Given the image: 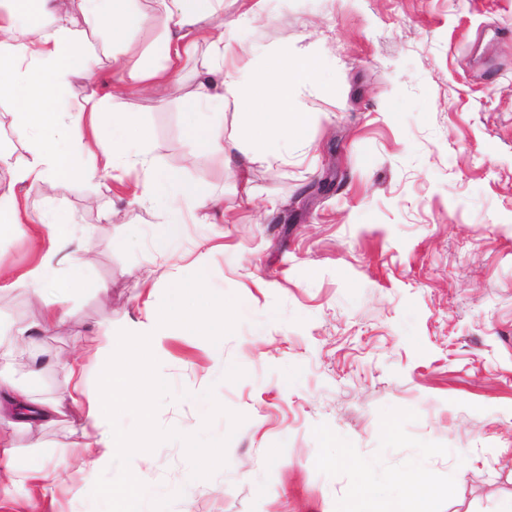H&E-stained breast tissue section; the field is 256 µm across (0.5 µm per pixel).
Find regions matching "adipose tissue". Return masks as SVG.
Here are the masks:
<instances>
[{
  "mask_svg": "<svg viewBox=\"0 0 512 512\" xmlns=\"http://www.w3.org/2000/svg\"><path fill=\"white\" fill-rule=\"evenodd\" d=\"M23 2L0 0V99L9 98L20 104L19 129L34 140L35 146L19 162L0 152V163L11 168L9 179H0V228L6 230L33 220L21 193L25 184H49L68 175L105 177L118 169H138L144 174L138 186L140 198L166 207L164 233L154 245L156 253L162 255L181 232L183 206L213 208L223 200L222 195L187 182L177 171L156 169L138 136L137 113H121L112 124H105L100 101L93 94L63 107L62 94L71 75L89 80L96 76L97 53L88 39L92 29L111 33L112 44L117 47L135 28L151 21L162 26L164 39L157 51L164 58L163 66H130L120 56L112 58L117 90L136 94L161 85L176 88L178 75L197 46L209 44L219 64L204 73L185 112L186 130L200 147L227 160L241 151L244 143L256 140L263 148L252 155L255 163L278 157L280 143L288 139L301 141L303 149H312V142L302 138L311 117L294 111L293 95L298 86L317 81L316 62L309 57L291 59L276 54L268 59L261 77H245L237 66L238 50L210 25L224 0H155V12L149 17L131 12V0H84V15L90 23L86 29L80 27L60 0H34L37 13L45 18L41 24L29 21ZM228 104L239 116L234 137H225L223 129L199 123L197 116L202 109L220 111ZM36 220L38 232L46 236L47 250L23 273L1 274L0 290L23 289L39 299L46 284L56 283L58 294L45 309L40 324L46 333L67 316L65 304L71 286L96 292L106 291L107 286L85 277L87 261L80 256L69 259L72 281L55 282L53 262L63 243L71 239L74 220L67 211L53 205ZM192 295L193 303L177 304L167 311L168 320L200 331L223 326L224 305L211 297L203 274H196ZM103 351L112 360L101 375L96 393H89L84 386L85 366L80 357H73L66 364L71 381L67 399L81 413L76 456L97 462L129 448L127 439L114 432L116 403L149 417L154 397L163 386L149 368V349L137 341L130 339L119 346L110 337ZM0 393L15 405L16 425L34 436L60 412L57 400L32 399L25 387L1 371Z\"/></svg>",
  "mask_w": 512,
  "mask_h": 512,
  "instance_id": "ef3b65f1",
  "label": "adipose tissue"
}]
</instances>
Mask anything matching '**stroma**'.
<instances>
[{
    "label": "stroma",
    "instance_id": "stroma-1",
    "mask_svg": "<svg viewBox=\"0 0 512 512\" xmlns=\"http://www.w3.org/2000/svg\"><path fill=\"white\" fill-rule=\"evenodd\" d=\"M214 23L244 48L251 73L268 56H312L319 82L300 87L306 135L282 159L249 163L198 152L185 103L210 57L200 45L179 91L113 97L109 38L99 80L71 77L68 103L97 94L106 114L138 112L161 169L224 193V207L185 212L164 259L165 222L138 199L137 176L64 177L22 188L29 208L76 219L69 251L89 260L95 295L70 292L69 317L37 334L14 376L35 398L69 384L81 356L98 387L103 331L152 349L164 388L149 419L119 410L135 443L105 465L69 458L77 412L40 438L62 466L50 491L11 483L0 512H103L102 491L136 477L148 496L128 512H352L370 484L384 512L397 476L415 472L434 512H503L512 502V0H224ZM333 188L295 212V198ZM118 212L107 222L106 211ZM31 225L0 235V270L44 253ZM200 267H192V260ZM204 270L224 301L207 335L146 329ZM43 300L0 291V330L41 321ZM219 448L200 462L186 439Z\"/></svg>",
    "mask_w": 512,
    "mask_h": 512
}]
</instances>
